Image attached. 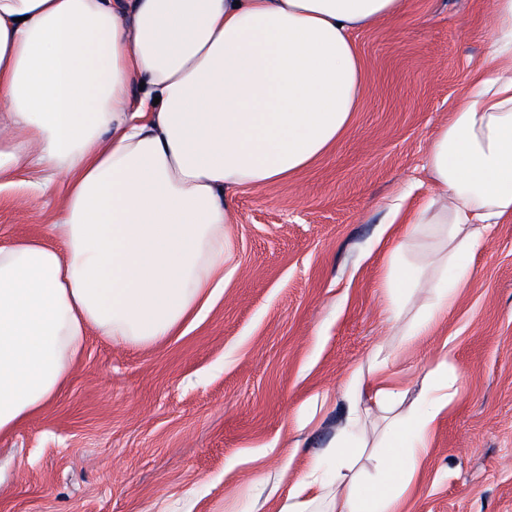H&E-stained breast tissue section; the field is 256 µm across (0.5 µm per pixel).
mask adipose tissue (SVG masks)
<instances>
[{"mask_svg": "<svg viewBox=\"0 0 512 512\" xmlns=\"http://www.w3.org/2000/svg\"><path fill=\"white\" fill-rule=\"evenodd\" d=\"M406 0H0V192L65 180L51 241L0 245V436L67 383L90 332L137 348L176 335L224 292L235 195L284 179L349 127L361 95L355 30ZM500 48L432 140L436 191L388 253V318L419 310L412 344L453 307L484 234L512 214V0ZM142 85L140 99L131 91ZM374 360L348 376L345 424L288 512H402L447 362L417 399ZM386 422L366 482L367 421Z\"/></svg>", "mask_w": 512, "mask_h": 512, "instance_id": "ef3b65f1", "label": "adipose tissue"}]
</instances>
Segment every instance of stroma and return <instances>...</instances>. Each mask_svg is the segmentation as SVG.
Instances as JSON below:
<instances>
[{"instance_id": "obj_1", "label": "stroma", "mask_w": 512, "mask_h": 512, "mask_svg": "<svg viewBox=\"0 0 512 512\" xmlns=\"http://www.w3.org/2000/svg\"><path fill=\"white\" fill-rule=\"evenodd\" d=\"M493 0H408L358 30L350 129L288 178L237 194L234 273L183 334L90 335L56 398L0 436V512H284L336 440L350 370L387 357L410 395L457 381L406 512H512V217L429 336L402 347L379 286L398 189L429 191V144L493 50ZM60 193L0 194V242L44 239Z\"/></svg>"}]
</instances>
